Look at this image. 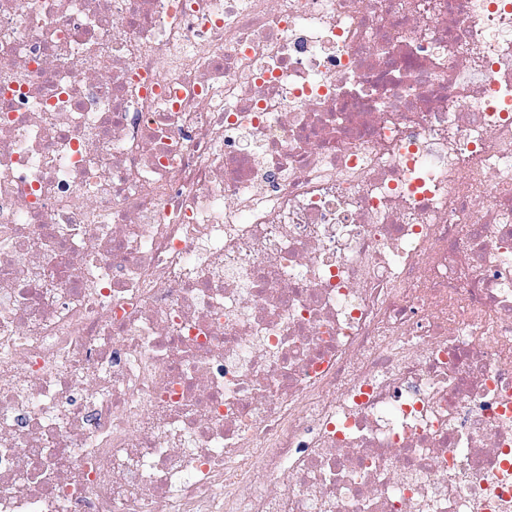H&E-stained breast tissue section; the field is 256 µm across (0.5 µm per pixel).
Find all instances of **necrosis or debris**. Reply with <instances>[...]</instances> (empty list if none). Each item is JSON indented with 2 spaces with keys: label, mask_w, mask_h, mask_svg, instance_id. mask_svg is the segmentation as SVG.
<instances>
[{
  "label": "necrosis or debris",
  "mask_w": 512,
  "mask_h": 512,
  "mask_svg": "<svg viewBox=\"0 0 512 512\" xmlns=\"http://www.w3.org/2000/svg\"><path fill=\"white\" fill-rule=\"evenodd\" d=\"M0 512H512V0H0Z\"/></svg>",
  "instance_id": "obj_1"
}]
</instances>
